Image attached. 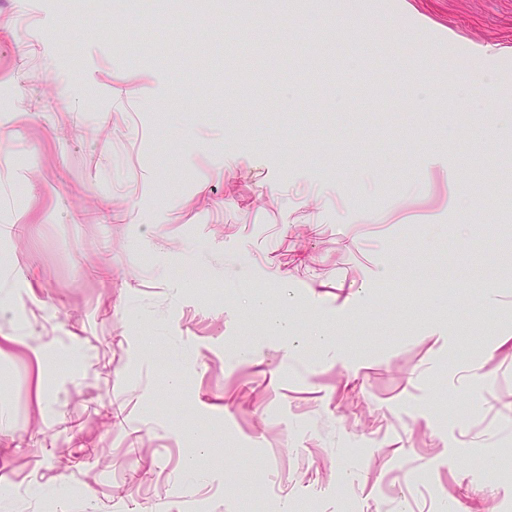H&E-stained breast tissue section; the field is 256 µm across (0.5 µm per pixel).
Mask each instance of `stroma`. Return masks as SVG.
<instances>
[{"label": "stroma", "mask_w": 512, "mask_h": 512, "mask_svg": "<svg viewBox=\"0 0 512 512\" xmlns=\"http://www.w3.org/2000/svg\"><path fill=\"white\" fill-rule=\"evenodd\" d=\"M488 453L512 0H0V512H512Z\"/></svg>", "instance_id": "1"}]
</instances>
